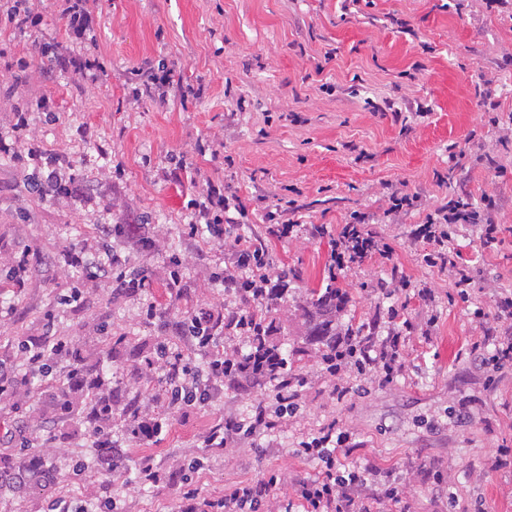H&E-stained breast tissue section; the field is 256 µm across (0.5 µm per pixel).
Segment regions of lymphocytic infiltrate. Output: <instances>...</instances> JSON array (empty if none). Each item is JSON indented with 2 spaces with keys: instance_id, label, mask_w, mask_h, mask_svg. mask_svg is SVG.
I'll use <instances>...</instances> for the list:
<instances>
[{
  "instance_id": "f902f5d3",
  "label": "lymphocytic infiltrate",
  "mask_w": 512,
  "mask_h": 512,
  "mask_svg": "<svg viewBox=\"0 0 512 512\" xmlns=\"http://www.w3.org/2000/svg\"><path fill=\"white\" fill-rule=\"evenodd\" d=\"M58 12L70 35L80 40L84 51L70 55L62 45L45 43L39 51L50 63L74 70L91 79L106 76L107 69L97 53L92 35L93 13L88 0H56ZM30 125L29 112L13 113L8 127L0 128V156L14 159L41 158L40 141L21 142L20 137ZM498 208L494 197L483 199L482 207H475L468 198L459 196L427 214L423 224L417 226L415 236L428 244L423 255L426 266L446 272L452 286L457 289L472 287L474 278L467 266L459 263L457 253L450 248L453 232L470 227L478 234L484 249L497 248L503 241L504 225L495 223L492 214ZM241 204L231 203L223 189L207 184L194 201V216L188 226L191 236L227 247L233 262L224 270L220 282L224 293L246 301V308L223 313L221 308L200 306L187 318L164 321L163 330L173 335L172 341L159 346L156 356L145 358V374L161 373L168 391L164 398L168 408L187 407L205 409L217 403L224 393L225 384L257 387L258 393L249 409L228 425H215L200 439L206 448H238L241 445L257 447L262 437L277 430L278 421L269 416L266 400L275 398L281 405L297 399L295 380L282 362L277 347L267 341V328L263 311L285 287L282 271L276 270L265 248L245 234L228 237L225 225L234 223ZM370 215L353 212L347 224L341 225L333 240L328 259V274L336 276L365 260L391 258L392 249L382 236L369 227ZM66 261L86 281L107 283L129 293L148 288L146 275L128 269L125 261L100 246L82 244L66 253ZM238 332L243 348L226 350L225 330ZM403 330L391 327L384 337L374 334L351 333L337 337V349H351L355 366L361 375L379 384L393 382L402 375ZM74 346L67 337L47 336L28 344L18 362L8 370L0 369V403L14 404L20 397V386L28 379L45 376L50 362L67 363V376L84 388L89 398L84 419L93 437L99 467L113 470L124 451V436L150 441L161 435L163 422L158 412L148 405L136 402L116 408L111 387L103 373H84L72 366ZM121 412L126 428L124 435H115L111 421L114 412ZM349 434L335 425L321 428L311 440L300 442L297 455L309 458L347 455ZM380 471L377 466L366 465L347 474L325 471L323 476L301 481L296 503H284L283 512L302 507L303 512H398L401 502L398 488L389 487L383 495H354L355 487L376 482ZM179 484L181 492L177 512H273L271 502L274 480L264 479L251 486L236 489L224 497L211 500L200 495L182 469L162 473L155 469L151 458H143L136 468L138 486L154 485L161 481Z\"/></svg>"
}]
</instances>
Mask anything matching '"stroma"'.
Returning <instances> with one entry per match:
<instances>
[{"label": "stroma", "mask_w": 512, "mask_h": 512, "mask_svg": "<svg viewBox=\"0 0 512 512\" xmlns=\"http://www.w3.org/2000/svg\"><path fill=\"white\" fill-rule=\"evenodd\" d=\"M46 15L40 29L20 33L0 28V125L15 109L29 110V137L69 157L86 181L82 202L35 192L31 162L0 161V277L11 257L29 252L21 292L24 314L0 324V363L16 361L26 340L56 333L75 344L81 363L106 372L119 402L148 401L164 386L145 379L140 368L166 336L145 318V301L166 318L180 319L198 306L223 304L224 292L211 275L224 266L222 247L182 232L192 217L190 203L206 182L235 194L246 218L244 232L261 239L268 256L288 274V290L265 311L272 339L288 368L303 379L296 415L273 435L272 447H198L205 430L245 413L256 391L228 387L218 408H186L172 414L158 440L126 444L115 471L92 468L74 480L75 460H92L91 436L82 405L59 415L57 402L68 389L66 371L35 378L33 395L17 407H0V429L18 421L40 434V420L55 417L48 447L40 449L48 482H27L0 493V512H44L58 492L85 502L88 490L111 484L115 512H173L178 489L166 482L130 486L138 459L153 456L162 470L187 465L194 487L219 498L259 479L277 476L279 499L295 497L300 479L325 465L296 455L302 438L339 422L352 439L350 466L375 464L381 471L374 494L388 486L401 491L404 512H512V465L479 475L495 450L512 448V365L480 366L491 348L481 326L498 327V299L512 291V18L478 7L475 0H91L97 52L108 76L91 82L70 70L49 66L40 44L55 42L76 54L53 0H33ZM166 66L175 83L164 98L133 100L132 75L142 63ZM494 72L499 124L480 104V75ZM199 89L181 99L179 86ZM50 98V111L38 109ZM211 154L198 155L197 143ZM490 150L504 167L496 177L477 161ZM462 153L459 167L448 157ZM418 194L411 215L385 220L388 185ZM500 203L495 223L509 227L500 250H483L470 231L453 247L473 261L475 278L468 302H461L448 276L422 265V242L413 225L457 194ZM295 200L310 224L328 234L278 239L267 215L280 201ZM374 214L375 229L392 245V260L369 259L340 276L344 295L336 332L375 328L386 335L390 308H399L414 329L405 340L406 372L397 382L371 384L364 395L336 399L322 374L323 350L311 343L304 316L311 289L329 283V235L352 212ZM151 221L159 242L136 251L113 239L108 246L145 273L151 286L138 295L80 284L65 264L74 243L93 239L100 222ZM181 254L187 265L172 286L168 262ZM409 277L411 290L388 295L379 281L392 266ZM82 288L80 301L63 296ZM428 288L437 300L438 322L431 338L421 329L427 313L414 298ZM53 321H46V313ZM467 421H459L460 409ZM447 479L448 496L432 493L426 471Z\"/></svg>", "instance_id": "1"}]
</instances>
